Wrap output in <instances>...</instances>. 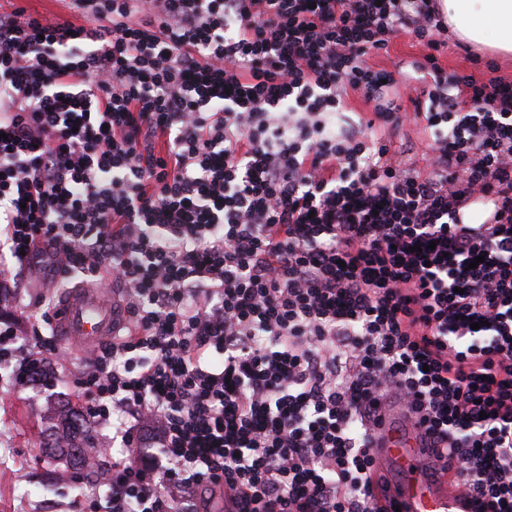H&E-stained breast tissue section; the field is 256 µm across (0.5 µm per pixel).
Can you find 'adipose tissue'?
<instances>
[{"mask_svg": "<svg viewBox=\"0 0 512 512\" xmlns=\"http://www.w3.org/2000/svg\"><path fill=\"white\" fill-rule=\"evenodd\" d=\"M439 6L457 38L512 56V0H440Z\"/></svg>", "mask_w": 512, "mask_h": 512, "instance_id": "ef3b65f1", "label": "adipose tissue"}]
</instances>
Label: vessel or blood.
Instances as JSON below:
<instances>
[{"label": "vessel or blood", "mask_w": 512, "mask_h": 512, "mask_svg": "<svg viewBox=\"0 0 512 512\" xmlns=\"http://www.w3.org/2000/svg\"><path fill=\"white\" fill-rule=\"evenodd\" d=\"M118 306L102 288H75L58 306L57 334L63 343L91 350L112 338ZM374 446L383 463L401 477L398 498L403 512H471L451 482L436 485L424 474L423 456L414 433L390 431Z\"/></svg>", "instance_id": "1"}]
</instances>
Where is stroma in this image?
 Returning <instances> with one entry per match:
<instances>
[{"label":"stroma","instance_id":"35a3bbf8","mask_svg":"<svg viewBox=\"0 0 512 512\" xmlns=\"http://www.w3.org/2000/svg\"><path fill=\"white\" fill-rule=\"evenodd\" d=\"M495 71L472 65L463 43L449 40L440 62L447 70H462L485 81L496 75L512 80V59L494 56ZM80 278L63 282L50 261L21 273L15 291L16 317L33 314L40 295L60 296L67 286L80 285ZM87 357L72 350L64 366L54 367L53 387L34 384L13 386L10 373L0 374V512H71L72 503L92 495H107L109 488L97 478L68 481L58 477V464L46 455L44 415L58 403L76 405L74 383Z\"/></svg>","mask_w":512,"mask_h":512}]
</instances>
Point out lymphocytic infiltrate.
<instances>
[{"label":"lymphocytic infiltrate","mask_w":512,"mask_h":512,"mask_svg":"<svg viewBox=\"0 0 512 512\" xmlns=\"http://www.w3.org/2000/svg\"><path fill=\"white\" fill-rule=\"evenodd\" d=\"M26 2L0 12V233L125 292L76 386L118 445L110 512H380L387 400L433 476L512 512V81L441 66L437 0ZM402 31L419 170L367 63ZM61 358L0 321L15 384ZM28 7L31 11L39 12L48 17L71 18L68 2L62 0H28ZM408 139L412 141L413 146L415 147V150L411 155V159L412 161H416L419 168V166H422V162L420 161L421 153L425 150L428 142L426 133L420 125L413 124L412 122L405 123L400 130L397 141L405 142ZM418 160L420 164L418 163Z\"/></svg>","instance_id":"1"}]
</instances>
